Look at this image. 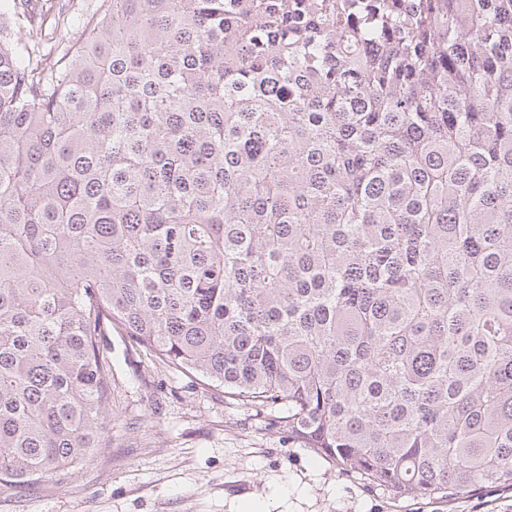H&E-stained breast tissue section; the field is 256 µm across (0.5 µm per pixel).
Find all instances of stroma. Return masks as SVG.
<instances>
[{
  "label": "stroma",
  "instance_id": "obj_1",
  "mask_svg": "<svg viewBox=\"0 0 512 512\" xmlns=\"http://www.w3.org/2000/svg\"><path fill=\"white\" fill-rule=\"evenodd\" d=\"M98 0H32L91 17ZM57 18L45 25L52 56L82 37ZM112 446L65 480L0 486V512H512V490L471 497L399 498L366 486L329 458L289 441L266 414L228 403L200 375L152 359L109 330Z\"/></svg>",
  "mask_w": 512,
  "mask_h": 512
}]
</instances>
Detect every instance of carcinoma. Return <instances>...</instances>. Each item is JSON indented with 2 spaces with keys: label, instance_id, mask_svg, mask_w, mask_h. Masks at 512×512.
<instances>
[{
  "label": "carcinoma",
  "instance_id": "obj_1",
  "mask_svg": "<svg viewBox=\"0 0 512 512\" xmlns=\"http://www.w3.org/2000/svg\"><path fill=\"white\" fill-rule=\"evenodd\" d=\"M0 12V482L112 447L118 326L400 498L512 490V0ZM51 1V2H50ZM55 1V2H53ZM54 4L53 12H49L45 25V35L47 39V49H52L51 56L61 57L74 44L78 43L82 38V28L63 22L62 17L57 18V12L63 5L65 18L71 15H82L84 18H90L95 10L98 0H32L31 7L37 14L47 10L50 4ZM55 12V18L53 14Z\"/></svg>",
  "mask_w": 512,
  "mask_h": 512
}]
</instances>
